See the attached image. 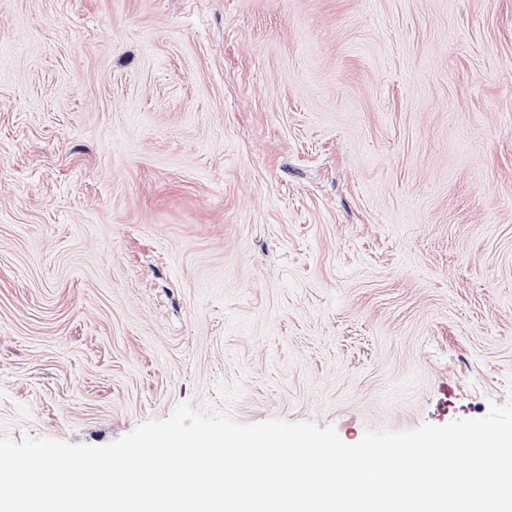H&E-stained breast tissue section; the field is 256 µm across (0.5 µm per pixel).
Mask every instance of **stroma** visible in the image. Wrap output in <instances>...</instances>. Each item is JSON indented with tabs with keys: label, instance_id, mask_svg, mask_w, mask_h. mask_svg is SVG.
I'll return each mask as SVG.
<instances>
[{
	"label": "stroma",
	"instance_id": "obj_1",
	"mask_svg": "<svg viewBox=\"0 0 512 512\" xmlns=\"http://www.w3.org/2000/svg\"><path fill=\"white\" fill-rule=\"evenodd\" d=\"M512 399V0H0V434Z\"/></svg>",
	"mask_w": 512,
	"mask_h": 512
}]
</instances>
